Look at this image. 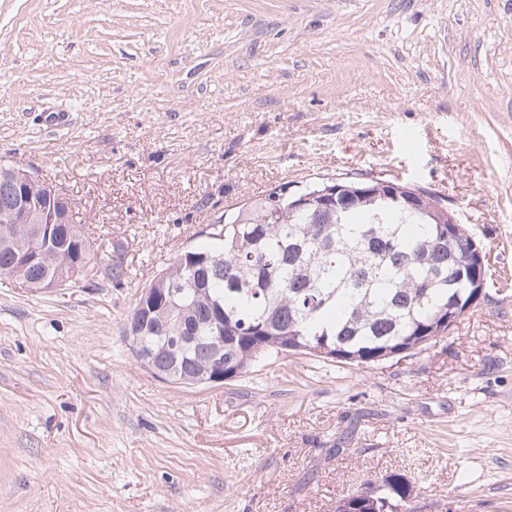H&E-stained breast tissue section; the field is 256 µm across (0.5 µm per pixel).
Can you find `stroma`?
Wrapping results in <instances>:
<instances>
[{
	"mask_svg": "<svg viewBox=\"0 0 512 512\" xmlns=\"http://www.w3.org/2000/svg\"><path fill=\"white\" fill-rule=\"evenodd\" d=\"M0 160L126 246L116 288L0 275V512H512V0H0ZM442 198L488 260L444 342L162 381L123 320L177 250L283 183ZM384 481L386 483L385 487L382 493L379 494L382 501L388 500L392 505H405L408 498L412 496V488L406 478L401 474L393 473L387 476Z\"/></svg>",
	"mask_w": 512,
	"mask_h": 512,
	"instance_id": "obj_1",
	"label": "stroma"
}]
</instances>
